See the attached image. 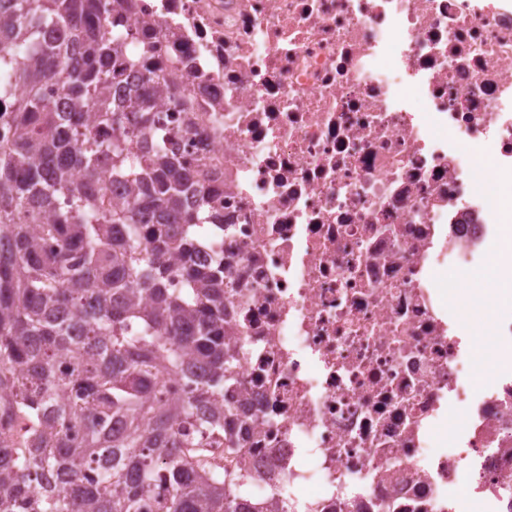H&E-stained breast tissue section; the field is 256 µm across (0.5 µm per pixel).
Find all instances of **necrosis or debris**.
<instances>
[{"mask_svg": "<svg viewBox=\"0 0 512 512\" xmlns=\"http://www.w3.org/2000/svg\"><path fill=\"white\" fill-rule=\"evenodd\" d=\"M185 105L174 141L224 213V385L245 503L512 512V370L436 274L480 271L512 191V0H109ZM426 103L411 111L409 92ZM462 421L449 427L452 414ZM449 437H441L443 428Z\"/></svg>", "mask_w": 512, "mask_h": 512, "instance_id": "4bbe7bcc", "label": "necrosis or debris"}]
</instances>
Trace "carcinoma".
I'll return each instance as SVG.
<instances>
[{
  "label": "carcinoma",
  "mask_w": 512,
  "mask_h": 512,
  "mask_svg": "<svg viewBox=\"0 0 512 512\" xmlns=\"http://www.w3.org/2000/svg\"><path fill=\"white\" fill-rule=\"evenodd\" d=\"M4 1L0 94L16 112L0 142V388L36 428L0 455V512H248L224 431L238 363L224 352V264L193 260L224 216L165 152L176 129L154 80L112 104L105 62L124 39L104 29L103 0ZM50 85L77 111H55ZM137 142L152 148L133 161ZM108 163L132 185L112 208L100 198ZM176 377L186 396L165 407L158 389ZM205 403L218 411L202 420ZM219 439L222 471L207 461ZM150 487L162 493L148 502Z\"/></svg>",
  "instance_id": "carcinoma-1"
}]
</instances>
